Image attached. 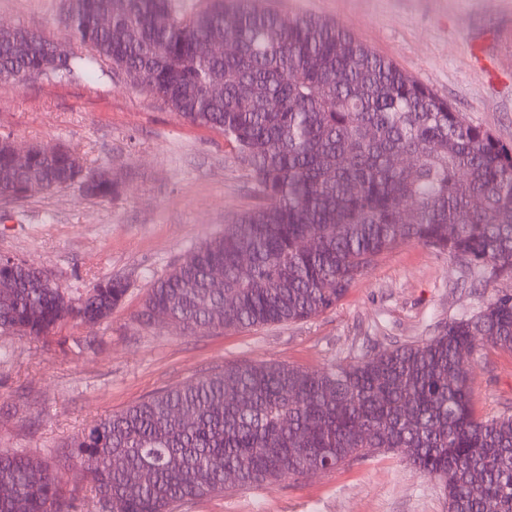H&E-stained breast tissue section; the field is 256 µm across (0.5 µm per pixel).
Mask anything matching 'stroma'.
Segmentation results:
<instances>
[{"mask_svg":"<svg viewBox=\"0 0 512 512\" xmlns=\"http://www.w3.org/2000/svg\"><path fill=\"white\" fill-rule=\"evenodd\" d=\"M267 2L336 21L512 145V0ZM0 22L71 43L61 0H0ZM1 133L22 148L76 150L123 186L111 199L74 186L0 199V254L48 269L77 294L102 278L129 283L122 306L100 324L65 323L40 339L0 335V452L35 455L61 471L78 512H101L89 475L68 457L91 421L227 362L322 370L420 342L512 291V279L478 277L454 256L411 243L304 321L210 335L144 326L136 314L151 282L257 203L249 168L221 132L189 124L109 68L69 81L0 84ZM471 365L476 415L512 414V351L480 346ZM178 512H446V500L437 481L380 452L314 477L228 489Z\"/></svg>","mask_w":512,"mask_h":512,"instance_id":"1","label":"stroma"}]
</instances>
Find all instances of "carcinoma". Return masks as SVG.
Returning <instances> with one entry per match:
<instances>
[{"mask_svg": "<svg viewBox=\"0 0 512 512\" xmlns=\"http://www.w3.org/2000/svg\"><path fill=\"white\" fill-rule=\"evenodd\" d=\"M103 13L112 14L107 28L97 24ZM65 20L68 50L25 28L1 32L0 83L93 76L107 62L188 123L221 131L257 194L272 200L154 281L142 324L219 333L306 320L408 243L512 278V146L338 23L265 0L190 10L180 0H67ZM229 31L235 52L200 53ZM75 184L86 197L119 193L107 171L60 146H33L19 166L10 136H0L1 198ZM128 291L115 276L74 298L41 270L0 256V332L37 339L64 322L101 323ZM485 343L512 351V291L428 342L327 370L226 363L88 424L72 455L95 470L96 497L112 512H173L227 486L327 472L380 451L437 480L448 512H512V415L474 414L472 371L459 361ZM76 509L45 460L0 453V512Z\"/></svg>", "mask_w": 512, "mask_h": 512, "instance_id": "obj_1", "label": "carcinoma"}]
</instances>
